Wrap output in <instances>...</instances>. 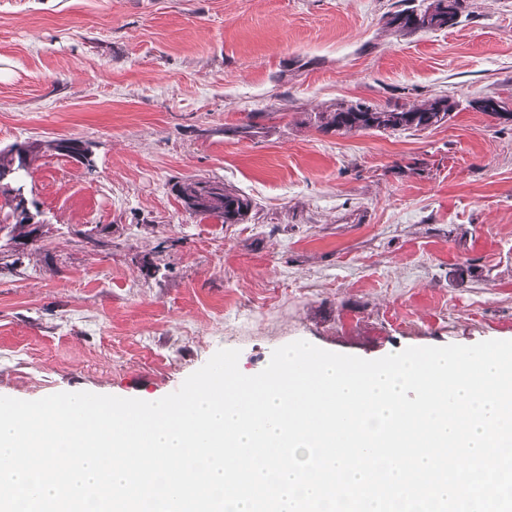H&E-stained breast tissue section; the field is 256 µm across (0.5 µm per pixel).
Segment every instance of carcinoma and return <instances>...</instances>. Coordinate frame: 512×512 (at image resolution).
I'll return each mask as SVG.
<instances>
[{
    "label": "carcinoma",
    "mask_w": 512,
    "mask_h": 512,
    "mask_svg": "<svg viewBox=\"0 0 512 512\" xmlns=\"http://www.w3.org/2000/svg\"><path fill=\"white\" fill-rule=\"evenodd\" d=\"M468 0H438V7L431 13L430 20H424L428 14L425 4L406 7L391 14L388 25L402 34L438 30L455 26L467 11ZM456 109V103L446 97L427 99L418 107L406 108L399 105H374L358 101L349 105H339L323 112L319 116L318 128L323 132L337 133L380 132L394 134L405 131H424L437 128L450 119ZM31 152L25 160L13 155L12 150H0V230L16 239H29L31 225L14 218L13 202L15 194L27 192ZM219 189L218 204L197 206L193 213L211 217L222 224H240L252 210L251 199L221 181L188 179L176 184V195L183 208L191 207V201L197 200L212 189Z\"/></svg>",
    "instance_id": "obj_1"
}]
</instances>
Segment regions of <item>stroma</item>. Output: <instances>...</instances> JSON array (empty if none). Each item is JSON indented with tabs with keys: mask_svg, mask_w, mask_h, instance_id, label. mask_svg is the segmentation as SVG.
Instances as JSON below:
<instances>
[{
	"mask_svg": "<svg viewBox=\"0 0 512 512\" xmlns=\"http://www.w3.org/2000/svg\"><path fill=\"white\" fill-rule=\"evenodd\" d=\"M450 28L400 0H0V149L41 151L38 240L0 236V396L147 401L221 348L262 371L306 340L379 359L512 340V0ZM459 112L396 134L324 133L340 103ZM259 132L243 138L235 129ZM77 137L90 164L49 149ZM189 178L251 198L186 212ZM438 1V6L434 10L431 8L429 24H425L424 16L428 13V8L425 6V1L418 6L406 7L395 11L391 14L388 25L394 29L395 32L402 34H412L421 31L438 30L442 28H449L457 25L459 19L467 11V0H432ZM448 1L451 2L450 12V25L448 26ZM444 4V8L441 5ZM216 188L223 192L222 195H216L220 205L198 204L195 210L188 209L196 205H192L190 201L198 200L208 193V190ZM176 195L186 211L211 217L221 224H240L252 210V201L248 196L226 186L221 181L188 179L176 184Z\"/></svg>",
	"mask_w": 512,
	"mask_h": 512,
	"instance_id": "stroma-1",
	"label": "stroma"
}]
</instances>
